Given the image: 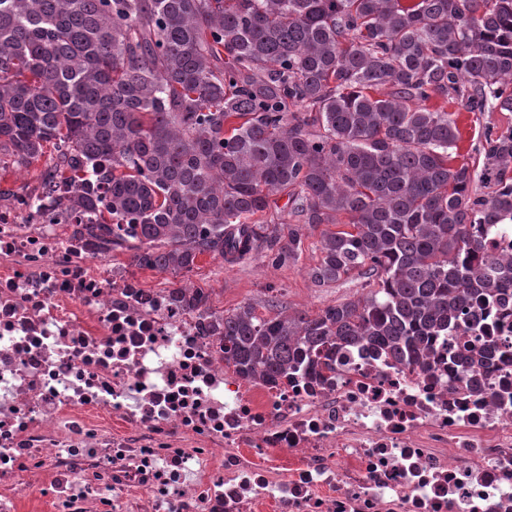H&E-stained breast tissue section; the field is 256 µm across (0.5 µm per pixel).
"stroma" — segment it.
<instances>
[{
    "mask_svg": "<svg viewBox=\"0 0 512 512\" xmlns=\"http://www.w3.org/2000/svg\"><path fill=\"white\" fill-rule=\"evenodd\" d=\"M461 139L458 152L465 160H473L483 125L500 129L512 128V112H489L478 118L470 112L457 117ZM319 259L315 248H307L297 264L275 267L257 257L240 264H227L209 256L199 257L192 272L171 274L143 269L139 272L142 287L170 288L182 284L206 288L212 311L225 312L237 306L253 303L259 314H266L270 296H278L286 315H317L327 306L362 299L366 290L363 280L353 277L329 287L315 286L309 270Z\"/></svg>",
    "mask_w": 512,
    "mask_h": 512,
    "instance_id": "stroma-1",
    "label": "stroma"
}]
</instances>
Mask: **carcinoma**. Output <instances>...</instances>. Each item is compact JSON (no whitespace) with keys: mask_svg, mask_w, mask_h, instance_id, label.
I'll list each match as a JSON object with an SVG mask.
<instances>
[{"mask_svg":"<svg viewBox=\"0 0 512 512\" xmlns=\"http://www.w3.org/2000/svg\"><path fill=\"white\" fill-rule=\"evenodd\" d=\"M457 104L512 112V0H0V155L41 161L38 200L109 256L174 274L198 257L354 274L366 296L315 316L217 317L224 364L266 380L330 369L367 341H426L512 285L478 263L512 224V128L458 157ZM287 197L278 206L276 197ZM173 303L210 312L203 288ZM503 252H512V226L509 224L485 236L481 255L490 258Z\"/></svg>","mask_w":512,"mask_h":512,"instance_id":"carcinoma-1","label":"carcinoma"}]
</instances>
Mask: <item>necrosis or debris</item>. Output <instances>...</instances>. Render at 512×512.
<instances>
[{
  "label": "necrosis or debris",
  "mask_w": 512,
  "mask_h": 512,
  "mask_svg": "<svg viewBox=\"0 0 512 512\" xmlns=\"http://www.w3.org/2000/svg\"><path fill=\"white\" fill-rule=\"evenodd\" d=\"M70 221L0 200V512H512V301L251 383Z\"/></svg>",
  "instance_id": "obj_1"
}]
</instances>
